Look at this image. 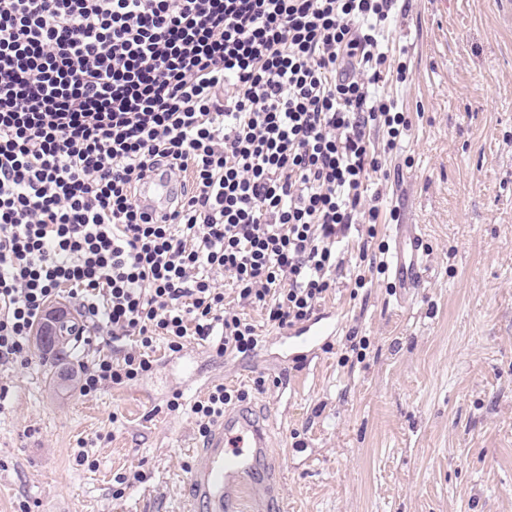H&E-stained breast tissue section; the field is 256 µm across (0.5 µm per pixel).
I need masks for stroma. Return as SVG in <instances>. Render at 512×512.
Wrapping results in <instances>:
<instances>
[{
  "mask_svg": "<svg viewBox=\"0 0 512 512\" xmlns=\"http://www.w3.org/2000/svg\"><path fill=\"white\" fill-rule=\"evenodd\" d=\"M392 35L410 78L381 91L411 129L381 190L426 238L423 288L402 303L340 269L321 307L338 333L306 366L262 321L252 357L160 338L150 371L93 397L80 367L111 340L0 364V512H182L191 408L218 385L265 414L287 512H512V7L412 0Z\"/></svg>",
  "mask_w": 512,
  "mask_h": 512,
  "instance_id": "stroma-1",
  "label": "stroma"
}]
</instances>
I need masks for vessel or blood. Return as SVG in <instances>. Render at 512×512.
Masks as SVG:
<instances>
[{
	"instance_id": "vessel-or-blood-1",
	"label": "vessel or blood",
	"mask_w": 512,
	"mask_h": 512,
	"mask_svg": "<svg viewBox=\"0 0 512 512\" xmlns=\"http://www.w3.org/2000/svg\"><path fill=\"white\" fill-rule=\"evenodd\" d=\"M177 194L178 187L172 180L155 176L145 180L140 202L152 217L162 220ZM391 240L389 265L397 287H422L426 246L418 225H394ZM335 333V325L317 318L291 330L288 348L292 361L310 363ZM199 456L200 463L191 465L186 475L188 497L183 512H243L249 502L257 503L261 512H284L283 505L270 495L265 430L248 407L225 412L220 425L206 436Z\"/></svg>"
}]
</instances>
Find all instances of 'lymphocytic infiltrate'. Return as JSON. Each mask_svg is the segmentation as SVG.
<instances>
[{
  "label": "lymphocytic infiltrate",
  "instance_id": "lymphocytic-infiltrate-1",
  "mask_svg": "<svg viewBox=\"0 0 512 512\" xmlns=\"http://www.w3.org/2000/svg\"><path fill=\"white\" fill-rule=\"evenodd\" d=\"M397 4L0 0V362L32 364L63 292L75 335L132 343L83 366L86 396L148 372L156 339L243 359L263 342L246 309L309 321L354 224L377 223L367 182L409 129L378 92L409 79ZM151 174L182 187L161 224L136 199Z\"/></svg>",
  "mask_w": 512,
  "mask_h": 512
}]
</instances>
